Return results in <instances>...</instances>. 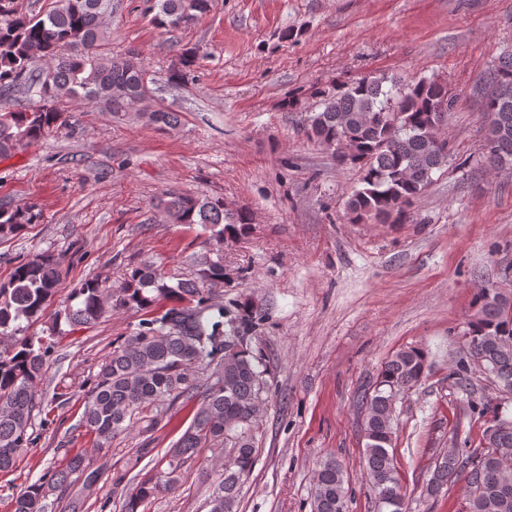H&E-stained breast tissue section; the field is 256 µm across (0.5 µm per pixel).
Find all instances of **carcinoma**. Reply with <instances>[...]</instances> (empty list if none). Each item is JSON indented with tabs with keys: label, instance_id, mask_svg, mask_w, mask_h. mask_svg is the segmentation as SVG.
<instances>
[{
	"label": "carcinoma",
	"instance_id": "cac0c4a2",
	"mask_svg": "<svg viewBox=\"0 0 512 512\" xmlns=\"http://www.w3.org/2000/svg\"><path fill=\"white\" fill-rule=\"evenodd\" d=\"M111 0H64L43 16L19 9V0H0V97L22 93L38 99L31 109L0 111V157H8L71 126L60 107L67 97L77 104L102 105L121 112L146 97L147 71L139 54L108 57L100 53L107 39L103 18ZM213 0H153L154 20L161 28L193 23L210 10ZM38 60L47 66L37 68ZM512 87V54L502 56L485 76L488 90L483 111L488 128L480 154L496 168L512 162V93L503 97L499 84ZM319 110L303 119L301 132L328 150L339 163L360 174L347 208L357 223L398 224L408 218L414 201L432 182L434 171L448 162V141L438 130L448 122L455 97L446 84L430 78L403 85L366 75L326 90L317 88ZM148 122L173 129L181 113H148ZM174 224H199L211 232L216 258L203 257L193 277L172 284L151 263L126 268L120 285L106 278L84 280L70 293L64 309L53 314L45 334L24 335L23 323L44 318L62 274L50 251L21 260L8 281L0 283V472L9 470L20 453L35 443L34 411L42 408L38 385L54 342L71 329L95 325L130 309L143 312L137 327L112 347L85 394L81 422L94 433L101 449L134 428L145 435L135 462L152 449V433L167 410L179 401H195L191 424L156 467L124 493L123 512H140L149 499L180 482L182 468L197 449L212 445L233 448L210 500V512H235L242 480L255 462V423L268 397L266 367L247 341L261 320L249 302L215 298L224 284V239L251 224L249 215L233 212L224 200L199 198L172 189L158 199ZM38 213L30 204L0 207V241H8ZM474 311L464 335L467 353L491 377L512 386V295L499 288L475 294ZM428 369L419 347L397 350L384 363L360 402L365 450L363 473L379 512H403L394 456L397 431L395 405ZM74 474L85 475V488L99 478L86 455L66 456L20 491L13 512H56L67 497ZM512 416L502 415L468 454L443 456L435 463L427 495H437L450 481H464L468 512H512ZM348 474L329 457L315 472L311 512H347Z\"/></svg>",
	"mask_w": 512,
	"mask_h": 512
}]
</instances>
